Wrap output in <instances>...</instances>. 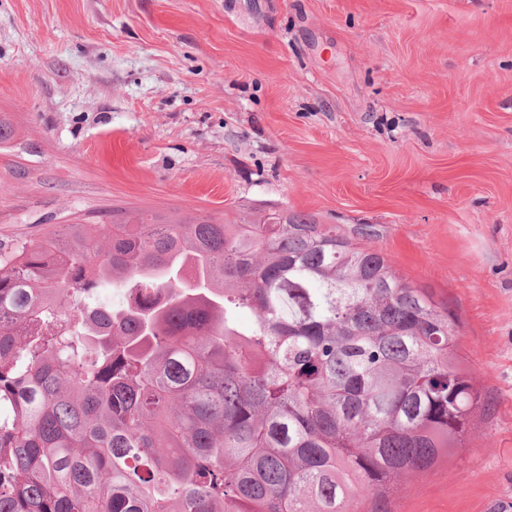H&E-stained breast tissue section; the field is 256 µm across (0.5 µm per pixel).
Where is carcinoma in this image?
Here are the masks:
<instances>
[{
	"label": "carcinoma",
	"mask_w": 512,
	"mask_h": 512,
	"mask_svg": "<svg viewBox=\"0 0 512 512\" xmlns=\"http://www.w3.org/2000/svg\"><path fill=\"white\" fill-rule=\"evenodd\" d=\"M358 236L114 211L0 252V512H391L492 409Z\"/></svg>",
	"instance_id": "cac0c4a2"
}]
</instances>
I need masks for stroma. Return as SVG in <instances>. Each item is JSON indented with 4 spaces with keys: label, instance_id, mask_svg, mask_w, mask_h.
<instances>
[{
    "label": "stroma",
    "instance_id": "obj_1",
    "mask_svg": "<svg viewBox=\"0 0 512 512\" xmlns=\"http://www.w3.org/2000/svg\"><path fill=\"white\" fill-rule=\"evenodd\" d=\"M0 249L112 213L375 231L495 406L392 512H512V0H0Z\"/></svg>",
    "mask_w": 512,
    "mask_h": 512
}]
</instances>
